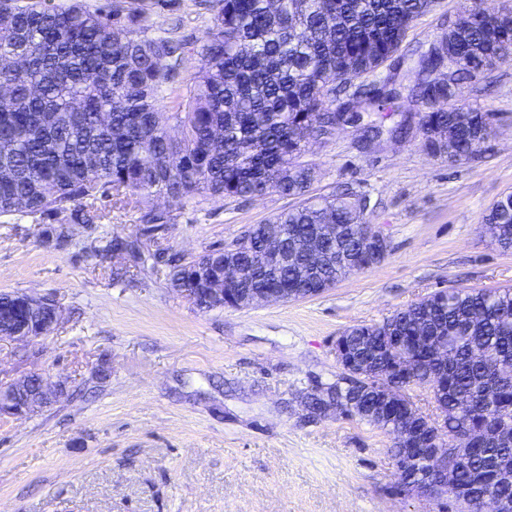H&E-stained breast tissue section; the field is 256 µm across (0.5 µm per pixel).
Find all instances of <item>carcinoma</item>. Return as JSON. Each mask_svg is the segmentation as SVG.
<instances>
[{"instance_id": "cac0c4a2", "label": "carcinoma", "mask_w": 512, "mask_h": 512, "mask_svg": "<svg viewBox=\"0 0 512 512\" xmlns=\"http://www.w3.org/2000/svg\"><path fill=\"white\" fill-rule=\"evenodd\" d=\"M434 0H210L212 25L189 79L181 78L182 39L146 33L143 0H114L109 7L71 0H0V216L24 213L44 222L67 214L78 224L99 218L98 196L133 199L142 221L156 230L172 216L151 205L171 206L198 197L254 198L272 192L306 195L313 171L300 162V129L320 136L335 126L366 125L377 137L383 124L372 116L405 105L421 106L423 147L450 162L468 161L494 129L496 116L456 99L457 86L512 54V4L489 13L469 0L473 20L448 29L457 76L431 83L447 61L420 50L408 58L414 81L399 73L386 81L354 83V70L372 73L401 51L407 30ZM455 104L448 105V99ZM358 194L306 201L255 225L263 235L275 225L296 247L299 237L325 222L338 225L329 247L334 261L314 268L302 261L260 277L245 265L246 287L330 288L344 278L357 239L368 229ZM486 229L512 251V193L496 200ZM219 269L206 252L176 260L172 277L203 280ZM25 293L0 303V325L25 320ZM400 336L411 360L402 369L385 354L372 358L374 374L417 398L430 392L446 405L448 421L429 449L405 454L396 443V480L421 482L443 463L455 436L478 430L467 462L437 496L452 497L458 512H478L485 495L512 512V445L487 438L512 428V289L446 288L424 304L399 309L380 323L341 335L350 352L367 358L373 342ZM448 339L452 362L443 367L436 346ZM337 397L348 416L388 434L417 422V409L369 413L375 392H349L338 378Z\"/></svg>"}]
</instances>
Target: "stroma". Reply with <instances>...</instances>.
<instances>
[{"label": "stroma", "mask_w": 512, "mask_h": 512, "mask_svg": "<svg viewBox=\"0 0 512 512\" xmlns=\"http://www.w3.org/2000/svg\"><path fill=\"white\" fill-rule=\"evenodd\" d=\"M202 2L153 8L149 35L201 41L212 18ZM466 5L436 0L405 53L427 48ZM459 92L496 115L463 163L427 154L416 138L364 152L347 126L309 139V197L369 195L366 221L390 242L380 264L312 298L205 312L154 260L231 243L298 206L294 197L201 196L153 234L134 204L111 196L98 200L94 224L1 216L0 293L51 296L61 321L34 344L0 342V383L43 372L64 393L0 418V512H455L449 498L397 490L384 432L336 414L309 418L299 400L340 377L334 347L346 329L441 288H512V252L483 230L487 209L512 191V58ZM62 231L68 242L54 249ZM113 238L136 255L94 257Z\"/></svg>", "instance_id": "35a3bbf8"}]
</instances>
